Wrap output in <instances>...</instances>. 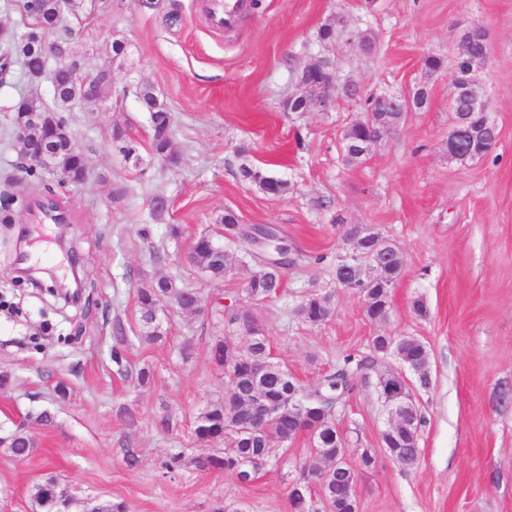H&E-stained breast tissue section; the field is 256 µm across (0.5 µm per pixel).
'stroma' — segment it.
I'll return each mask as SVG.
<instances>
[{
    "instance_id": "35a3bbf8",
    "label": "stroma",
    "mask_w": 512,
    "mask_h": 512,
    "mask_svg": "<svg viewBox=\"0 0 512 512\" xmlns=\"http://www.w3.org/2000/svg\"><path fill=\"white\" fill-rule=\"evenodd\" d=\"M205 0H77L64 26L84 69L112 73L108 95L74 101L69 126L86 157L85 181L58 185L30 176L12 135L10 106L20 95L54 109L49 79L29 83L14 71L0 83V201L13 221L0 223V434L24 427L38 445L24 459L0 447V512H31L30 491L47 477L78 495L124 502L127 512H209L215 500L246 512H291L289 483L298 467L320 466L309 437L274 449L276 465L250 483L234 472H201L193 457L209 453L192 423L208 402L223 398L224 371L210 357L224 323L212 308L232 295L249 306L248 270L204 281L185 256L194 238L214 229L225 210L244 224H273L290 245L326 262L288 269L283 298L257 307L276 360L306 384L348 352L368 351L379 333L414 336L430 354L432 384L415 393L425 417L421 462L404 469L384 450L388 416L378 375L398 369L382 359L336 412V428L352 453L359 512H512V0H251L230 30L214 27ZM338 22L333 42L322 25ZM489 34L488 58L476 77L498 141L485 157L449 160L444 144L455 57L469 29ZM369 32L365 53L354 35ZM124 43L122 56L113 42ZM440 57L432 71L426 56ZM330 60L341 81L363 94H401L423 86L425 107L408 113L368 159L346 164L343 130L362 120L357 100L339 97L333 110L284 107L299 71ZM152 87L172 116V165L151 151V125L137 94ZM136 146L140 164L125 160L113 127ZM288 181L285 195L263 193L239 177L241 165ZM54 194L69 218L28 229V207ZM169 208L154 214L152 199ZM181 235L172 238L171 225ZM377 228L403 253L390 293L387 322L365 317L362 301L335 287L336 257L345 255L343 227ZM40 264L65 279L80 272L84 300L65 306L41 287L19 282L15 256L23 235ZM165 275L201 291L204 317L171 316L163 341H138L136 291ZM333 293L334 315L318 327L292 309L308 287ZM430 314L416 317L414 298ZM127 343H119V336ZM191 337L189 358L178 347ZM125 361H112L115 347ZM147 366L153 380L138 384ZM135 422H128V415ZM137 449L127 466L124 451ZM374 449L362 466L357 449ZM186 462L174 473L173 452Z\"/></svg>"
}]
</instances>
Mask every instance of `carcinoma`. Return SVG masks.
<instances>
[{
    "label": "carcinoma",
    "mask_w": 512,
    "mask_h": 512,
    "mask_svg": "<svg viewBox=\"0 0 512 512\" xmlns=\"http://www.w3.org/2000/svg\"><path fill=\"white\" fill-rule=\"evenodd\" d=\"M60 6L61 0H24L23 9L31 22L17 35V39H12L10 35L6 37L12 46L5 50V54L20 60L25 71L42 69L41 44L48 34L59 30ZM483 53V40L475 34L462 44L461 52L456 56L454 79L450 86L455 120L463 122L475 134L473 159L487 155L492 142V133L485 125L483 114L472 111L465 92L472 62ZM298 79L304 87L303 97L288 105L290 112L301 108L312 97L317 86L316 82L301 73ZM138 98L141 106L150 114L153 154L170 164L178 163V157L172 150L170 113L149 87L140 89ZM403 119L404 113L392 103L375 113V124L388 128L397 127ZM370 137V126L365 122H355L345 129L342 139L347 144L360 146ZM82 158V153L64 149L58 158V170L66 174L78 167ZM240 177L268 195L280 196L288 191L287 181L270 176L254 166H242ZM364 231L369 238L367 247L382 262L381 268L377 271L365 268L353 273L338 263L335 278L345 274L355 285L364 289L361 300L365 315L377 323L386 319L392 309L384 284L399 279L403 262L395 243L378 231L372 233L367 227ZM189 263L207 279L225 276L230 267L251 269L244 291L255 306L283 294L284 272L288 268L286 264L276 266L264 261L262 252L251 245L247 228L239 227V218L231 210L224 212L219 230L213 233L203 231L196 236L190 249ZM182 305V287L171 279L157 278L137 289L141 325L138 339L148 343L160 341L167 335V329L163 321L155 319L157 312L163 306L179 311ZM293 313L309 326H321L333 316V295L309 292L301 296ZM222 316L224 335L213 339L210 355L212 361L224 370V398L207 403L194 418L195 440L214 446L212 453L193 459L195 468L235 472L241 461L245 460L251 469V477H256L271 463L274 444L286 446L304 432L303 413L288 410V401L291 400L323 417L321 440L310 448L312 454L327 463V479L318 486V495L324 500L320 504L322 512H358L357 498L349 492V487L354 484V472L345 462L347 448L336 442V409L351 398L358 380L366 378L376 362L388 356L413 364L419 386L429 387L431 369L426 345L411 336L393 343L391 337L377 334L371 339L369 351L344 355L332 369L321 374L316 384L305 386L287 366L275 360L270 337L253 310L230 303L223 305ZM247 325L261 328L263 342L233 349L234 337L240 335ZM260 405L279 406L282 414L255 432L251 424L258 416L257 407ZM423 423L424 417L417 412L413 427L400 433V449L408 468L421 457L419 437ZM0 446L8 448L14 457L23 459L32 454L36 440L31 435L20 434L1 442ZM318 472L317 468L304 469L292 479L288 495L292 512L309 509L313 498L311 479ZM61 496L62 491L58 489L56 480L46 479L34 488L32 512H58L57 502Z\"/></svg>",
    "instance_id": "obj_1"
}]
</instances>
